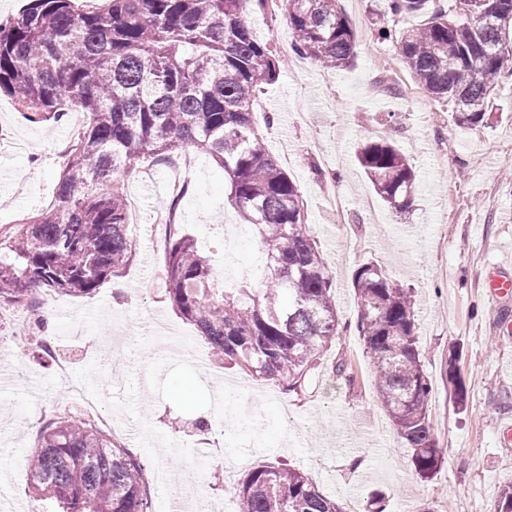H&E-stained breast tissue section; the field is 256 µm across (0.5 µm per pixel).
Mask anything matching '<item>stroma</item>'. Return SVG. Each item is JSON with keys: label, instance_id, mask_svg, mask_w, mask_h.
I'll return each instance as SVG.
<instances>
[{"label": "stroma", "instance_id": "stroma-1", "mask_svg": "<svg viewBox=\"0 0 512 512\" xmlns=\"http://www.w3.org/2000/svg\"><path fill=\"white\" fill-rule=\"evenodd\" d=\"M360 48L348 70H326L290 52L285 14L254 13L248 21L271 38L288 66L277 83L262 86L256 112L276 117L263 134L268 151L300 185L307 219L336 282V310L347 329L324 350L300 392L277 378L258 380L215 363L209 343L182 319L158 289L165 233L158 221L171 199L172 175L189 180L178 221L199 249L218 253L224 228L238 224L224 205V174L204 154L182 155L177 170L154 167L125 176L137 224V254L120 276L80 297L39 291L52 324L15 336L13 309L0 308V512L33 504L27 459L45 420L80 418L85 399L126 430L128 448L147 470L180 476L186 498L209 512H236L233 490L244 475L282 460L305 472L343 512H367L373 494L385 512H495L502 482L512 477V447L499 443L498 424L512 421V335L498 333L501 309L512 299L490 298L486 278L512 266V80L498 92L497 117L487 126L455 125L452 107L429 95H409L411 77L394 93L379 64L394 59L379 41L370 0H341ZM86 116L69 113L48 127L23 118L0 96V231L54 202L68 142ZM394 140L418 174L415 200L404 213L382 201L356 160L358 144ZM374 262L412 288L417 336L432 384L430 420L445 463L432 479L416 474L408 448L380 408L373 369L354 325L358 306L352 275ZM50 340L69 363L72 386L61 384L40 349ZM460 348L459 370L468 406L457 411L448 384V358ZM345 360V375L333 370ZM208 429L198 430L197 420ZM224 448L222 463L209 454Z\"/></svg>", "mask_w": 512, "mask_h": 512}]
</instances>
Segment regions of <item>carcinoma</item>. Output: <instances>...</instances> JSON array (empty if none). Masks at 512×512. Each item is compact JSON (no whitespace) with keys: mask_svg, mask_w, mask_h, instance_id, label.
I'll return each mask as SVG.
<instances>
[{"mask_svg":"<svg viewBox=\"0 0 512 512\" xmlns=\"http://www.w3.org/2000/svg\"><path fill=\"white\" fill-rule=\"evenodd\" d=\"M377 34L405 16L395 53L415 83L453 105L459 127L488 123L492 100L512 79V0H374ZM269 0H27L0 21V94L31 123H58L72 108L86 124L64 160L55 200L9 233L0 232V305L35 308L44 289L86 295L135 256L121 176L149 159L168 164L190 149L224 172L225 204L260 237L258 282L226 288L222 272L183 225H167L161 288L176 312L207 338L218 358L257 379L302 387L324 349L343 332L333 275L309 233L300 186L266 149L254 118L261 85L285 66L272 40L246 21ZM291 46L301 58L345 70L355 65L353 26L339 0H285ZM356 159L374 190L402 213L416 173L397 145L378 137ZM356 330L374 368L380 406L410 449L417 475L439 473L444 449L430 422L432 385L420 358L411 290L367 262L352 276ZM461 354L448 364L454 404L467 391ZM29 491L50 512H150L145 466L95 425L67 414L49 422L30 454ZM237 512H342L304 473L286 463L250 470L234 489ZM495 512H512V479Z\"/></svg>","mask_w":512,"mask_h":512,"instance_id":"carcinoma-1","label":"carcinoma"}]
</instances>
